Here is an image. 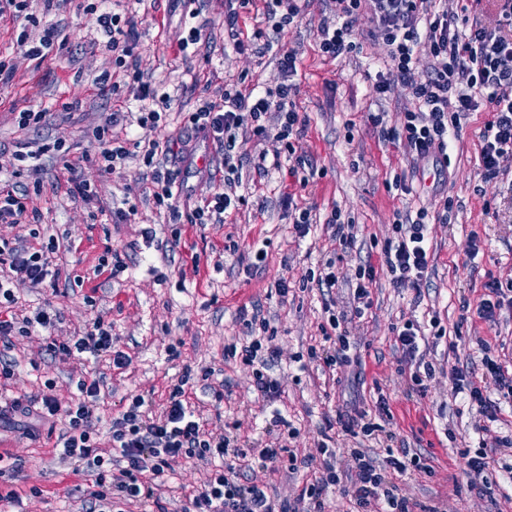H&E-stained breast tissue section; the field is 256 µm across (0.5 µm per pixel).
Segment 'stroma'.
Here are the masks:
<instances>
[{"instance_id":"35a3bbf8","label":"stroma","mask_w":512,"mask_h":512,"mask_svg":"<svg viewBox=\"0 0 512 512\" xmlns=\"http://www.w3.org/2000/svg\"><path fill=\"white\" fill-rule=\"evenodd\" d=\"M126 9L138 24V48L143 66L164 84L173 98L167 126L152 133L159 140L185 135L182 116L195 111L201 99L219 96L225 87L242 81L273 87L281 80L272 56L258 58L224 49L226 0H207L197 17H190L188 0H127ZM325 0H309L300 25L285 28L281 41L299 52L298 106L306 117L300 139L301 153L321 170L307 189L291 176L292 161L267 175H251L238 192L244 206L222 224H192L190 212L210 197L213 188L203 169L223 172L224 150L217 143L196 139L192 162L172 165L177 181L187 184L190 200L178 203L177 212L156 209L152 198L127 195L146 168L129 160L124 169L101 172L89 130L106 115V102L92 87L96 76L111 68L112 58L94 45L97 26L93 15L67 0L53 14L69 51L33 68L20 61L13 80L0 84V142L17 141L11 108L19 104L43 109L49 117L36 139H60L70 148L82 175L94 183L99 206L85 205L59 187L57 165H46L43 185L34 204L41 222L58 235L61 248L56 263L64 277L59 288H33L16 283L19 304L33 310L50 305L60 311L51 336L16 337L10 349L18 366L0 387V398L37 394L45 379H54L55 394L68 402L81 366L78 361L52 358L48 338L66 339L82 331L96 317L110 320L118 345L132 359L124 371L100 364L108 394L104 410L115 413L122 403L141 395L162 409L168 387L183 365L213 366L224 370V396L202 394L200 414L209 429L237 437L240 444L273 441V412H280L299 431L293 447L299 455L315 453L324 433H331L340 465H348L354 448H374V439L352 437L337 428V414L357 404L372 407L376 388H383L390 414L381 418L394 435L393 447H407L432 466V475L416 467L394 476L403 495L439 512H512V474L495 469L484 491L456 487L453 478L466 468L467 452L477 450L484 432L464 396L453 393L451 365L479 363L480 346L512 365V310H503L498 324L478 319L475 309L488 277L512 282V177L483 176L478 148L487 113L462 118L449 151L448 181L433 191V177L418 170L408 150L385 142L367 121L380 113L387 127H398L409 100L402 90L386 97L373 91L370 76L381 69L387 54L378 41L364 40L360 52L331 60L316 46V27L327 16ZM203 27L206 39L179 52L176 42L193 26ZM301 192L306 203L326 217L332 208L355 217L358 233L349 246L333 241L325 226L306 238H296L292 218L280 203L282 194ZM129 198L137 212L127 223L112 221L113 201ZM428 212V245L432 264L420 289L396 287L386 271H378L371 287L372 307L348 326L351 371L360 373L356 387L341 386L316 363L301 367L299 356L323 350L321 327L327 322L322 295L312 280L321 260L333 258L342 280L334 295L348 297L347 280L354 278L364 260L380 263L384 242L397 213ZM480 253L469 262L471 239ZM264 245L266 256L257 271L253 245ZM111 249L125 264L116 277L95 270L104 249ZM81 278L78 288L68 279ZM288 286L287 301L272 296L276 283ZM94 304H86V297ZM260 309L277 327L279 350L274 375L280 395L271 401L258 397L250 369L224 356L225 344L242 337L241 309ZM437 320L440 335L430 337L423 349L436 368L427 389H419L395 343L396 327L408 320ZM179 345L181 355L169 359L168 345ZM61 422H46L35 435L0 430V453L18 459L17 470L0 475V492H22L21 505L6 512H78L90 483L58 463L53 446ZM209 477L200 460L180 463L163 489L166 512H184L188 496ZM39 495H30V488Z\"/></svg>"}]
</instances>
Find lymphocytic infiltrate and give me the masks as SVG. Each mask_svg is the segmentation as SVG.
I'll return each instance as SVG.
<instances>
[{
  "mask_svg": "<svg viewBox=\"0 0 512 512\" xmlns=\"http://www.w3.org/2000/svg\"><path fill=\"white\" fill-rule=\"evenodd\" d=\"M33 0H0V19L23 22L16 38L19 57L43 64L59 43L55 25L39 18L31 10ZM239 6L261 4L262 13L272 19L271 31L245 33L239 24V7L224 14L228 44L240 54L264 57L275 53L281 81L272 88L248 85L224 91L215 99H202L195 112L189 113L184 125L192 134L203 135L224 148V175L203 205L190 215L194 224H220L236 210L243 198L237 189L242 184L245 162L255 171L266 168V153L248 158L244 147L252 140L269 138L283 142L288 154L297 148L290 137L302 124L297 109L300 85L298 53L280 42L285 26L302 19V0H239ZM330 14L317 26L320 52L338 59L360 50L362 36L382 40L388 48L383 70L374 76L373 88L384 97L395 89L406 92L411 106L403 112L400 127L385 129L382 117L372 114L368 121L379 127L383 140L404 144L417 163L432 165L439 175L448 173L451 139L463 117L472 112L489 113L478 153L483 174L495 176L505 171L512 160V0H496L497 18L487 23L438 6L437 0H328ZM84 12L95 15L102 36L101 46L111 53L113 70L102 71L95 79V89L114 108L93 129L99 158L106 169L124 164L132 153H139L144 166L151 168L148 191L157 206L172 210L184 191L169 172L158 167L159 156L186 161L193 154L188 139L160 142L154 138L130 139L121 132L126 123L144 130L157 129L171 109L172 97L152 82L142 67L137 51L138 32L134 16L105 0H81ZM16 57V58H19ZM428 58L430 67L424 81H416L415 65ZM16 58L0 55V84L10 81L16 72ZM52 155L61 162L68 192L86 203L97 202V192L76 175V165L69 160L64 141L56 140L34 146L32 140L16 141L13 160L23 162ZM32 197L28 187L0 179V224H20L25 218L40 220V212H29ZM425 210L415 218L396 219L393 235L382 249V264L394 283L401 287H419L431 262L427 244ZM30 243L0 237V342L13 347L14 337L51 330L58 318L55 310L18 309L15 281L35 287H57L60 272L55 256L60 242L55 236H42L30 230ZM339 276L335 261L322 263L317 286L324 296L323 310L328 315L330 332L324 340L339 342V352L326 356L323 368L336 373L345 365L350 348L346 331L335 313L333 296ZM246 335L239 343L225 349L228 356H240L251 366L254 384L261 397L274 398L280 383L270 373L278 355L273 346L276 331L269 321L251 316L245 322ZM117 336L112 325L96 318L83 333L67 340L47 344L52 355L77 358L86 364L75 385L74 396L61 404L54 395L55 382L46 379L42 391L34 396H18L0 407V428L26 435L34 434L37 425L57 419L63 421L55 451L59 460L74 473H86L94 485L81 512H124L130 502L152 503L155 512H165L160 489L165 486L175 463L189 459H207L214 468L209 479L188 498L187 512H325V500L331 487L349 480L360 512H414L397 497L387 472L406 470L408 449L386 448L384 455L365 451L353 454V474L336 467V451L328 443H319L322 458L318 475L304 482L292 499L274 502L267 496L263 481L255 471L277 472L296 469L298 455L280 444L239 445L228 435L206 432L196 405L188 396V386L195 375L184 366L169 389L165 407L153 412L144 397L131 403L110 419L109 436L101 438L95 427L104 405L102 380L96 367L108 363L119 370L127 369L131 358L117 350ZM456 392L466 394L480 417L500 420L504 405L512 406V371L490 356H483L481 370L452 368ZM494 380L500 396L491 399L485 390L487 380Z\"/></svg>",
  "mask_w": 512,
  "mask_h": 512,
  "instance_id": "obj_1",
  "label": "lymphocytic infiltrate"
}]
</instances>
